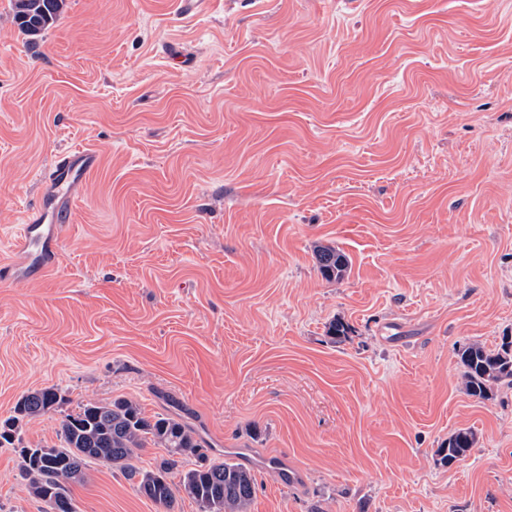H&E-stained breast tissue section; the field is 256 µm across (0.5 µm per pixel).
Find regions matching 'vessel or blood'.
I'll return each instance as SVG.
<instances>
[{
    "label": "vessel or blood",
    "mask_w": 512,
    "mask_h": 512,
    "mask_svg": "<svg viewBox=\"0 0 512 512\" xmlns=\"http://www.w3.org/2000/svg\"><path fill=\"white\" fill-rule=\"evenodd\" d=\"M93 154L81 151H63L54 155L41 170V182L52 188L56 197L69 198L75 185L93 168ZM70 214L62 207L52 205L49 199L28 209L16 238V249L24 263L44 266L47 258L57 257Z\"/></svg>",
    "instance_id": "obj_1"
}]
</instances>
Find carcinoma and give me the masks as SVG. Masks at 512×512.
<instances>
[{
	"label": "carcinoma",
	"instance_id": "obj_1",
	"mask_svg": "<svg viewBox=\"0 0 512 512\" xmlns=\"http://www.w3.org/2000/svg\"><path fill=\"white\" fill-rule=\"evenodd\" d=\"M14 20L20 32L36 37L52 25L66 6V0H12ZM317 270L327 281L338 280L348 269L346 255L334 246L315 250ZM464 379L470 395L484 399L498 384L512 383V342L487 350L471 346L460 354ZM67 398L55 387L23 395L14 415L0 425V441H20L18 423L25 418L56 412ZM60 445L20 448L24 479L45 512H57L60 503L72 504L70 485L81 480L92 461L123 472L142 496L174 512L177 495L196 502L200 512H247L256 486L251 470L229 459L210 458L200 452L194 431L164 414L148 417L133 401L118 397L109 403L87 402L78 411L64 415L58 432ZM473 436L459 430L448 438L445 457L452 464L473 447ZM162 448L166 456L150 470L132 463L134 449L147 445ZM192 466H185L190 458Z\"/></svg>",
	"mask_w": 512,
	"mask_h": 512
}]
</instances>
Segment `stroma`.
Segmentation results:
<instances>
[{
	"instance_id": "obj_1",
	"label": "stroma",
	"mask_w": 512,
	"mask_h": 512,
	"mask_svg": "<svg viewBox=\"0 0 512 512\" xmlns=\"http://www.w3.org/2000/svg\"><path fill=\"white\" fill-rule=\"evenodd\" d=\"M179 2L67 0L32 40L0 0V258L40 168L96 155L56 266L0 277V420L61 389L33 448L131 399L252 470L248 512H512V386L460 363L512 341V0ZM71 497L163 512L95 462ZM44 510L0 447V512ZM317 270L322 278L327 281L338 280L343 277L348 269L346 255L335 246H317L315 250ZM473 443V436L467 430H459L451 435L448 439V448H445L448 463L452 464L466 456L473 447Z\"/></svg>"
}]
</instances>
